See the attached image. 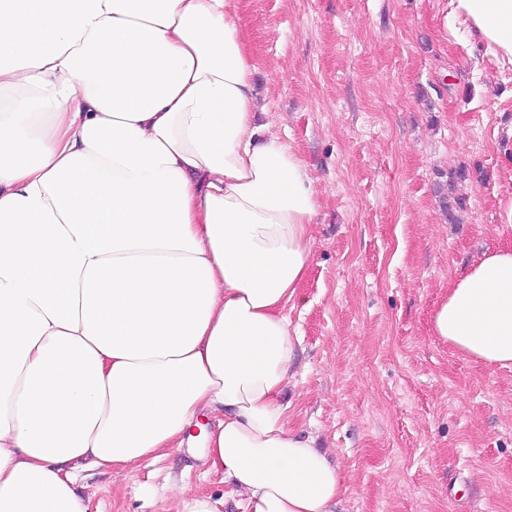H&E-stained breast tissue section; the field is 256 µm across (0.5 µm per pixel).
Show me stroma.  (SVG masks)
I'll use <instances>...</instances> for the list:
<instances>
[{"label":"stroma","instance_id":"stroma-1","mask_svg":"<svg viewBox=\"0 0 512 512\" xmlns=\"http://www.w3.org/2000/svg\"><path fill=\"white\" fill-rule=\"evenodd\" d=\"M445 0H240L257 122L289 139L319 208L283 392L293 428L337 464L336 512H512V367L429 332L485 250L512 245V68L442 28ZM464 170L445 216L440 174ZM222 474L186 451L117 475L84 466L87 512H166Z\"/></svg>","mask_w":512,"mask_h":512}]
</instances>
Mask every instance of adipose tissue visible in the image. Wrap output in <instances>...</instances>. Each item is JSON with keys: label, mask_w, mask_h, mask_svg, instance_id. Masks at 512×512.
<instances>
[{"label": "adipose tissue", "mask_w": 512, "mask_h": 512, "mask_svg": "<svg viewBox=\"0 0 512 512\" xmlns=\"http://www.w3.org/2000/svg\"><path fill=\"white\" fill-rule=\"evenodd\" d=\"M238 2L0 0V512H86L76 464L175 448L247 512H335L281 400L320 192L255 123ZM443 28L512 65V0H449ZM430 333L512 366V247Z\"/></svg>", "instance_id": "obj_1"}]
</instances>
